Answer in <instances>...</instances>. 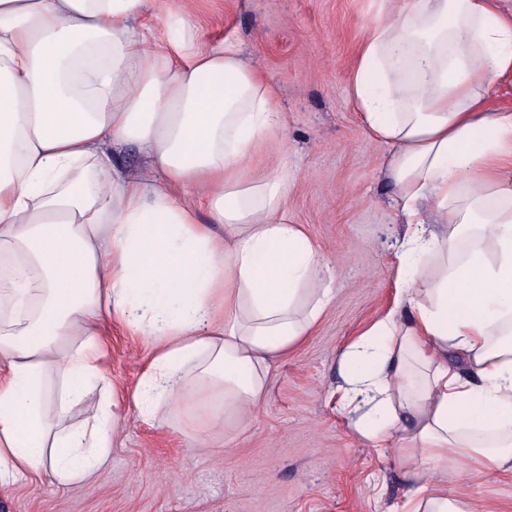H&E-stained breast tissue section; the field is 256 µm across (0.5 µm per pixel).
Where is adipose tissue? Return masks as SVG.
Returning a JSON list of instances; mask_svg holds the SVG:
<instances>
[{"label": "adipose tissue", "mask_w": 512, "mask_h": 512, "mask_svg": "<svg viewBox=\"0 0 512 512\" xmlns=\"http://www.w3.org/2000/svg\"><path fill=\"white\" fill-rule=\"evenodd\" d=\"M349 96L387 147L406 230L393 307L337 368L340 407L408 491L395 512H487L441 470L512 472V0H380ZM284 115L238 48L203 41L170 0H0V488L69 485L109 458L103 331L148 337L142 419L176 407L197 445L245 430L278 359L333 299L256 178ZM135 144L149 171L117 167Z\"/></svg>", "instance_id": "1"}]
</instances>
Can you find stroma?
<instances>
[{
	"instance_id": "stroma-1",
	"label": "stroma",
	"mask_w": 512,
	"mask_h": 512,
	"mask_svg": "<svg viewBox=\"0 0 512 512\" xmlns=\"http://www.w3.org/2000/svg\"><path fill=\"white\" fill-rule=\"evenodd\" d=\"M201 34L237 44L274 86L286 127L263 154L288 171L290 219L326 261L336 298L310 336L279 360L246 433L192 442L182 414L138 419L131 399L149 357L143 337H104L116 412L107 462L80 484L23 479L0 490V512H393L408 489L395 453L376 455L337 402L336 359L392 306L402 226L371 140L348 95L365 27L379 0H172ZM449 489L512 512V473L449 474Z\"/></svg>"
}]
</instances>
